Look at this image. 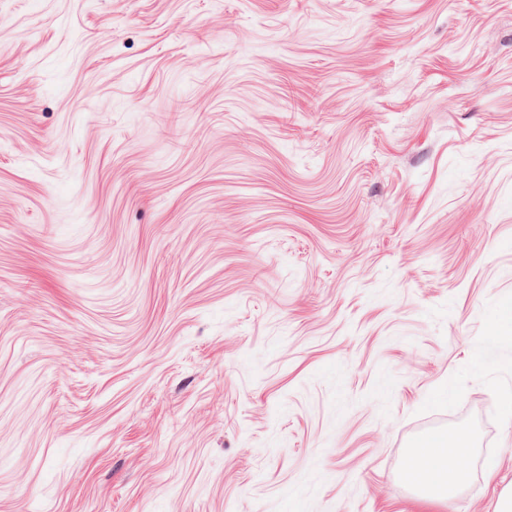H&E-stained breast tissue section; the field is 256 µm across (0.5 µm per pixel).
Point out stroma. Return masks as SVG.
Listing matches in <instances>:
<instances>
[{"mask_svg": "<svg viewBox=\"0 0 512 512\" xmlns=\"http://www.w3.org/2000/svg\"><path fill=\"white\" fill-rule=\"evenodd\" d=\"M511 394L512 0H0V512H496ZM422 450L410 463V480L417 484L425 485L422 489L430 498L444 499L451 496L460 486L456 473L448 472L443 464V453L448 448L447 466L450 469H458L459 458L455 447H462L458 441L446 438H433L421 444ZM451 447V448H450Z\"/></svg>", "mask_w": 512, "mask_h": 512, "instance_id": "35a3bbf8", "label": "stroma"}]
</instances>
